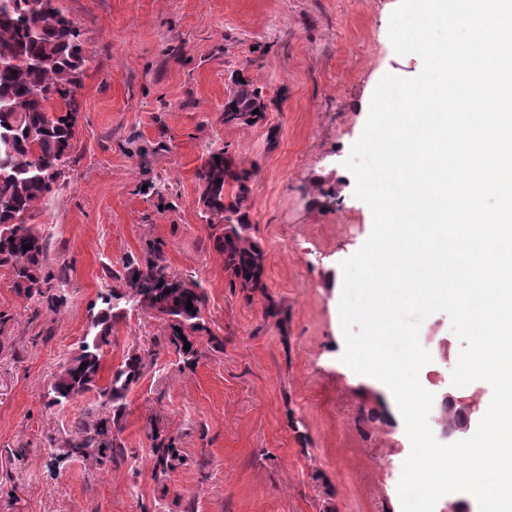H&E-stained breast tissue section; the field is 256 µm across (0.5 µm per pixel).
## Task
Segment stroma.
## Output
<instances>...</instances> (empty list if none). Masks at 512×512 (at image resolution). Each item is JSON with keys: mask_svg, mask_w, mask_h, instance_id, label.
Returning <instances> with one entry per match:
<instances>
[{"mask_svg": "<svg viewBox=\"0 0 512 512\" xmlns=\"http://www.w3.org/2000/svg\"><path fill=\"white\" fill-rule=\"evenodd\" d=\"M57 5L79 26L88 61L69 160L31 224L50 238V265L70 271L63 304L51 308L20 294L0 267V512H402L411 443L382 388L336 362L341 292L330 285L373 227L344 162L374 90L384 75L423 67L389 39L399 0ZM239 70L268 104L253 126L222 120ZM222 147L254 172L249 217L268 292L249 302L227 285L195 177ZM151 240L163 241L169 273L205 292L202 356L184 368L167 323L128 312L103 360L111 373L135 349L147 364L121 419L125 456L102 466L63 455L76 421L112 413L93 391L59 406L48 392L88 332L98 293L120 288L123 260ZM272 302L280 319L266 315ZM419 340L432 356L421 385L468 397L480 422L492 387L453 388L461 344L448 315L426 318ZM155 427L180 455L163 475Z\"/></svg>", "mask_w": 512, "mask_h": 512, "instance_id": "obj_1", "label": "stroma"}]
</instances>
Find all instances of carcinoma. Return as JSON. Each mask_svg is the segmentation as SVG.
I'll return each instance as SVG.
<instances>
[{
  "instance_id": "cac0c4a2",
  "label": "carcinoma",
  "mask_w": 512,
  "mask_h": 512,
  "mask_svg": "<svg viewBox=\"0 0 512 512\" xmlns=\"http://www.w3.org/2000/svg\"><path fill=\"white\" fill-rule=\"evenodd\" d=\"M86 62L80 28L55 0H0V266L12 268L16 288L25 295H38L51 305L61 300L56 287L67 280L68 267L47 265L49 238L26 220L67 163ZM266 108L262 91L238 71L224 101V124L255 125L264 120ZM252 176V171L236 167L226 148L211 151L196 171L200 202L220 225L215 241L224 254L228 287L245 299L267 288L266 254L248 215ZM113 277L127 291L98 294L102 308L91 323L95 333H86L48 392L50 404L62 405L94 390L99 406L112 409L110 421L101 419L90 427L78 422L77 435L64 444L66 455L94 454L101 465L125 455L119 420L146 367L141 354L133 351L100 383L112 323L132 310L152 312L167 323L168 342L187 366L201 356L194 336L204 330V292L168 272L163 242H147L144 258L127 257ZM473 414L472 405L457 396L438 406L436 419L453 430L470 424ZM151 435L155 468L163 473L174 467L175 438L155 428Z\"/></svg>"
}]
</instances>
